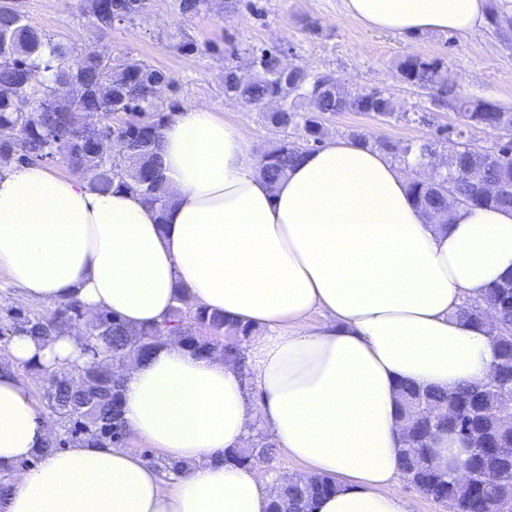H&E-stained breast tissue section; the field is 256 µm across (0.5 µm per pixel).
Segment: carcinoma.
<instances>
[{"label": "carcinoma", "mask_w": 512, "mask_h": 512, "mask_svg": "<svg viewBox=\"0 0 512 512\" xmlns=\"http://www.w3.org/2000/svg\"><path fill=\"white\" fill-rule=\"evenodd\" d=\"M128 0H81L80 12L97 29L116 28L113 15H124ZM437 59L407 58L399 65L409 84L435 92L436 101L448 103L463 119L496 134L499 150L494 164L481 166L478 150L467 141L447 155V175L461 204L512 207V110L501 106L484 108L481 99L469 98L437 82ZM49 72L51 80L37 79ZM282 70L270 47L252 50L251 67L240 73L231 65L224 71V93L257 110L275 95L284 99L280 112H263L261 118L285 133L262 154L260 173L269 186L276 185L288 167L303 152L323 142L321 116L338 112H372L384 121L391 119L426 122L427 112H397L392 100L380 92L340 86L322 88L324 74L301 68ZM175 84L164 71L124 56H102L85 50L74 56L66 42L54 40L22 15L0 8V167L12 163L42 164L58 159L86 177L93 188L106 192L123 188L160 212L167 205L161 192L163 176L159 164L160 130L173 105L158 101L154 87L159 82ZM98 129L122 145V154L103 155L88 138L89 119ZM349 139L373 145L396 161L414 167L442 149L443 138L393 144L352 131ZM410 191L429 215L448 211L444 191L413 179ZM485 305L504 310L502 332L493 335L498 354L495 365L512 367V306L500 296L499 285L487 289ZM83 325L88 336V360L64 373L43 377L41 399L55 418L63 438L52 441L40 452L57 450L76 442L121 447L125 444L121 404V376L112 365L100 360L104 353L114 357L147 358L169 336L193 353L210 356L217 351L246 367L245 344L252 336L249 327L229 325L224 317L196 307L185 295L176 298L168 321L157 327L131 330L108 312L85 319L81 306L70 301L49 314L10 308L0 316V342L16 333L47 340ZM495 385L470 383L450 393L424 390L412 384L401 386V421L414 426L413 444L400 451L405 478L424 495L448 504L452 512H499L512 498V466L503 468L499 449L512 446V434L493 433L476 415L480 401L489 398ZM424 396L441 413L430 423L416 417V403ZM466 432H461V429ZM437 431L463 433L468 448L467 466L471 483H461L434 463L430 438ZM277 448L262 433L236 449L224 453V461L253 467L275 458ZM334 490L326 476H315L305 484L288 482L277 489L272 512H311L316 502Z\"/></svg>", "instance_id": "obj_1"}]
</instances>
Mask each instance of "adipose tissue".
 <instances>
[{
	"label": "adipose tissue",
	"instance_id": "obj_1",
	"mask_svg": "<svg viewBox=\"0 0 512 512\" xmlns=\"http://www.w3.org/2000/svg\"><path fill=\"white\" fill-rule=\"evenodd\" d=\"M369 28L471 33L484 0H343ZM165 212L41 165L0 170V267L30 303L78 301L133 329L164 323L179 291L252 328L246 370L175 340L114 362L129 432L184 467L174 487L123 448L45 452L47 420L21 370L86 360L84 332L11 336L1 356L0 512H268L252 469L224 462L261 421L326 475L315 512H411L400 468L399 385L450 391L486 378L497 348L462 309L512 274V208L428 218L408 171L371 145L330 138L276 186L254 142L213 108L161 130Z\"/></svg>",
	"mask_w": 512,
	"mask_h": 512
}]
</instances>
